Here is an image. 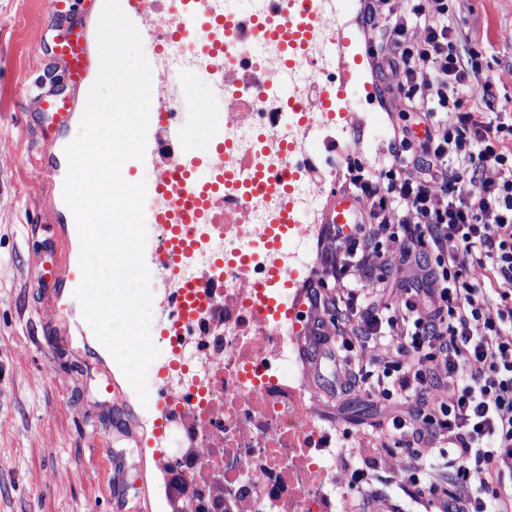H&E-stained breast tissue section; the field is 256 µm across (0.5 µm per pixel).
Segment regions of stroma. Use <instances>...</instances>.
Masks as SVG:
<instances>
[{
  "mask_svg": "<svg viewBox=\"0 0 512 512\" xmlns=\"http://www.w3.org/2000/svg\"><path fill=\"white\" fill-rule=\"evenodd\" d=\"M462 30L458 54L477 56L479 79L492 82L494 101L474 93L466 109L485 112L512 103V0H453ZM45 0H0V512H138L142 460L136 437L144 408L136 393L116 404L102 385L124 374L110 352L91 339L84 353L64 343L84 326L81 311L57 307L60 283L33 287L36 265L53 268L55 247L77 249L66 205L43 185L39 171L50 163L46 131L51 120L35 101L19 103L16 91L40 85L42 92L76 99L78 88L63 76L64 62L51 47L62 29L41 30ZM352 127L338 142L311 148L313 173L347 185L351 164L376 166L388 157L391 124H415L403 93L359 99ZM319 417L350 458L362 449L383 447V428L393 404L376 382L349 396L332 393L336 363L325 357L309 370ZM110 441L119 453L124 481L113 485L110 462H96L95 443ZM437 463L447 475V459L431 449L398 451L369 471L365 494L378 498V512H437L412 484L395 483L396 473Z\"/></svg>",
  "mask_w": 512,
  "mask_h": 512,
  "instance_id": "1",
  "label": "stroma"
}]
</instances>
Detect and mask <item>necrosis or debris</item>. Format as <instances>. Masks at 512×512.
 Returning <instances> with one entry per match:
<instances>
[{
  "label": "necrosis or debris",
  "instance_id": "4bbe7bcc",
  "mask_svg": "<svg viewBox=\"0 0 512 512\" xmlns=\"http://www.w3.org/2000/svg\"><path fill=\"white\" fill-rule=\"evenodd\" d=\"M233 4L220 3L239 29L236 49L224 56L225 69L254 68L300 91L335 81V64L290 71L281 47L253 37L252 21L271 0H253L247 14L236 13ZM223 120L237 163L270 171L294 166L299 221L278 225L266 197L245 200L240 188H225L224 221L215 225L206 250L223 256V282L188 337L185 362L201 384L180 403L169 461L193 512H359L358 494L341 479L339 451L305 382L297 321V297L319 261L311 246L319 237V215L311 204L322 183L311 174L305 143L347 131L349 115L321 111L314 101L300 120L279 98L253 99L228 87ZM245 241L251 247L244 255ZM277 265L295 273L290 287H268ZM261 283L271 299L262 314L254 309Z\"/></svg>",
  "mask_w": 512,
  "mask_h": 512
}]
</instances>
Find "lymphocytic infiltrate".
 <instances>
[{
  "mask_svg": "<svg viewBox=\"0 0 512 512\" xmlns=\"http://www.w3.org/2000/svg\"><path fill=\"white\" fill-rule=\"evenodd\" d=\"M363 21L383 33L370 51L382 92L403 91L427 129L419 139L395 127L380 169L351 168L364 206L335 263V312L348 331L317 342L336 351L345 376L337 394L373 377L395 404L389 450L431 447L453 460L447 478L407 471L400 481L438 500L442 512H512V295L496 289L512 282V108L463 111L465 97H491L492 84L474 86L476 69L458 59L448 0H406L400 12L393 0H366ZM409 169L418 177H406ZM392 210L403 211L401 223L388 222ZM386 238L400 243L398 267L384 260ZM453 239L462 250L449 251ZM356 256L370 267V291L345 280ZM475 264L487 284L469 280ZM384 337L394 360L373 371L353 364L356 346Z\"/></svg>",
  "mask_w": 512,
  "mask_h": 512,
  "instance_id": "f902f5d3",
  "label": "lymphocytic infiltrate"
}]
</instances>
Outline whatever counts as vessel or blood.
I'll return each mask as SVG.
<instances>
[{
  "label": "vessel or blood",
  "mask_w": 512,
  "mask_h": 512,
  "mask_svg": "<svg viewBox=\"0 0 512 512\" xmlns=\"http://www.w3.org/2000/svg\"><path fill=\"white\" fill-rule=\"evenodd\" d=\"M72 0H50L44 27L66 21L65 37L57 44V53L66 63L65 77L75 85L85 84L92 69L88 47V31L78 13L71 8ZM125 14L150 41L161 48V34L151 26L148 0H120ZM323 16L317 0H292L288 13L278 17H262L254 22L258 37L280 40L288 51L290 68L305 66L300 48L311 28L320 24ZM168 31L172 38L194 41L200 49L222 46L236 35L232 20L214 16L210 0H169ZM333 41L336 45V68L339 76L334 84L318 88L320 108L325 112L349 111L354 100L358 75L363 58L356 52L354 40L344 27H337ZM40 106L50 111L56 129H70L74 106L70 99L47 95ZM218 100L212 99L196 106L191 127L176 120L170 105L162 97L151 100L148 132L162 134L176 143L175 151L163 157L157 168L156 180L150 188L156 199L147 225L145 262L150 274L169 271L177 282L171 288H152V303L160 308L163 318L160 335L163 346L154 361V378L149 387L146 411L151 432L138 438V445L152 459L165 457V444L179 421L174 403L178 398L170 377L179 366V342L187 329L202 317L209 297L194 279H182L188 260L207 242L213 224L219 223L224 210L221 201L224 186L234 183L246 193L262 192L282 200L281 221L296 223L291 184L295 177L292 167L275 173H263L251 168L228 173L224 170V127L216 123ZM362 204L348 191H330L325 215L326 223L342 228L358 223Z\"/></svg>",
  "instance_id": "1"
}]
</instances>
